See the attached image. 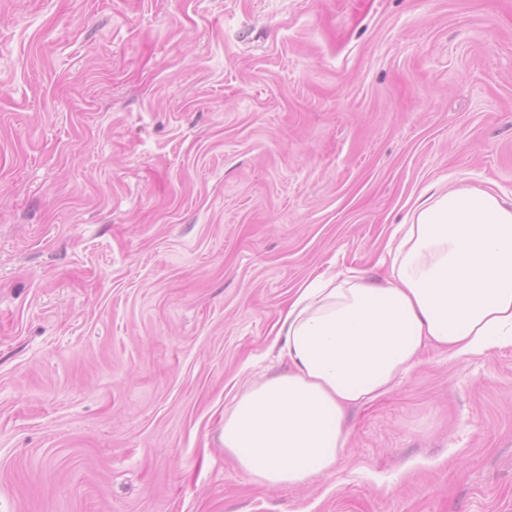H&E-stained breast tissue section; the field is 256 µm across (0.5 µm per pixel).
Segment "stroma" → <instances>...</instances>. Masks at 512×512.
Segmentation results:
<instances>
[{"label":"stroma","mask_w":512,"mask_h":512,"mask_svg":"<svg viewBox=\"0 0 512 512\" xmlns=\"http://www.w3.org/2000/svg\"><path fill=\"white\" fill-rule=\"evenodd\" d=\"M512 196V0H0V512H512V347H429L335 472L224 411L306 279Z\"/></svg>","instance_id":"obj_1"}]
</instances>
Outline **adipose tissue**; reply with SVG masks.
Returning <instances> with one entry per match:
<instances>
[{
	"label": "adipose tissue",
	"instance_id": "obj_1",
	"mask_svg": "<svg viewBox=\"0 0 512 512\" xmlns=\"http://www.w3.org/2000/svg\"><path fill=\"white\" fill-rule=\"evenodd\" d=\"M382 264L305 280L281 311L282 367L224 411V450L255 482L334 472L349 410L393 390L424 347L458 360L512 345V199L466 184L422 198Z\"/></svg>",
	"mask_w": 512,
	"mask_h": 512
}]
</instances>
